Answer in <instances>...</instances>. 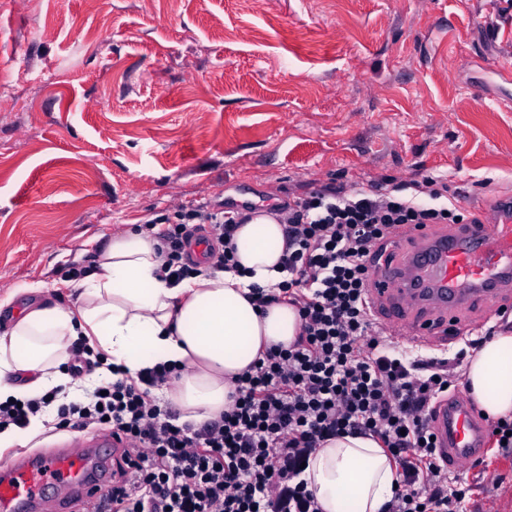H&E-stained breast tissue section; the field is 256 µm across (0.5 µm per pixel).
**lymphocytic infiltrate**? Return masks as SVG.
I'll return each instance as SVG.
<instances>
[{
  "label": "lymphocytic infiltrate",
  "instance_id": "obj_1",
  "mask_svg": "<svg viewBox=\"0 0 512 512\" xmlns=\"http://www.w3.org/2000/svg\"><path fill=\"white\" fill-rule=\"evenodd\" d=\"M412 195H405V188ZM364 190L333 181L275 208L283 226V280L253 287L255 306L296 308L292 345L272 347L233 381L231 404L202 424L184 422L157 388L175 376L158 364L121 374L86 401L59 402L57 390L0 403V432L23 428L55 407L49 433L93 427L122 438L118 465L101 502L82 512H320L301 481V465L327 441L369 436L395 462L399 481L386 512H466L469 484L451 479L431 436L434 405L456 392L460 367L500 332L493 325L465 340L453 357L393 345L367 300L369 256L409 224L475 223L447 202L448 183L425 176L411 186ZM250 206L186 207L176 223L143 226L159 242L172 283L198 272L191 254L206 234L216 267H237L232 239Z\"/></svg>",
  "mask_w": 512,
  "mask_h": 512
}]
</instances>
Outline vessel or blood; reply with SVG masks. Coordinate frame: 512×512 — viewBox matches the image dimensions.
Segmentation results:
<instances>
[{
	"label": "vessel or blood",
	"instance_id": "1",
	"mask_svg": "<svg viewBox=\"0 0 512 512\" xmlns=\"http://www.w3.org/2000/svg\"><path fill=\"white\" fill-rule=\"evenodd\" d=\"M475 224L408 225L379 250L368 294L374 314L401 339L448 344L512 305V191L477 203ZM441 452L465 464L483 455L486 428L466 396L437 403ZM115 439L13 457L0 466V512H38L46 478L94 499L106 484Z\"/></svg>",
	"mask_w": 512,
	"mask_h": 512
}]
</instances>
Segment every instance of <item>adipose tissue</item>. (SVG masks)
<instances>
[{"label":"adipose tissue","instance_id":"obj_1","mask_svg":"<svg viewBox=\"0 0 512 512\" xmlns=\"http://www.w3.org/2000/svg\"><path fill=\"white\" fill-rule=\"evenodd\" d=\"M239 273L203 264L198 275L170 284L160 273L158 242L132 226L107 238L92 259L71 305L44 298L15 315L0 333V402L52 389L72 391L61 369L78 337H90L114 365L130 373L159 363L178 378L170 399L202 422L229 404L231 380L273 345L299 333L296 310L274 304L259 311L250 284L281 280L282 226L258 213L233 238ZM465 385L491 417L512 416V335L486 342L466 366ZM321 512H384L398 475L370 438L343 435L316 450L303 474Z\"/></svg>","mask_w":512,"mask_h":512}]
</instances>
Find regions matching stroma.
Listing matches in <instances>:
<instances>
[{
	"label": "stroma",
	"instance_id": "35a3bbf8",
	"mask_svg": "<svg viewBox=\"0 0 512 512\" xmlns=\"http://www.w3.org/2000/svg\"><path fill=\"white\" fill-rule=\"evenodd\" d=\"M512 0H0V300L70 304L95 236L330 179L512 189ZM512 512V457L464 469Z\"/></svg>",
	"mask_w": 512,
	"mask_h": 512
}]
</instances>
